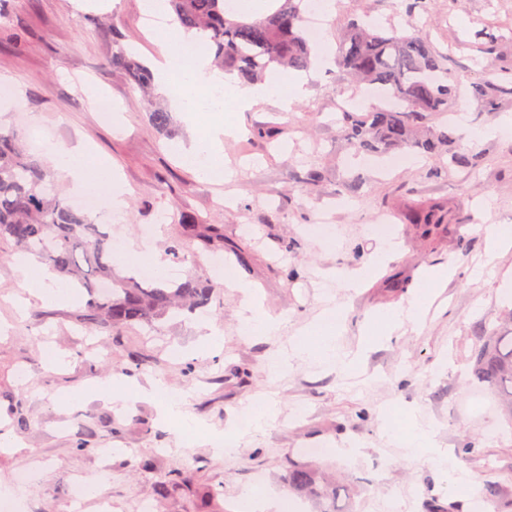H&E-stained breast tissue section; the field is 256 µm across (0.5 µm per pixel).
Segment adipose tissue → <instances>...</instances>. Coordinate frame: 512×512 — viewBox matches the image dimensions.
<instances>
[{
  "instance_id": "adipose-tissue-1",
  "label": "adipose tissue",
  "mask_w": 512,
  "mask_h": 512,
  "mask_svg": "<svg viewBox=\"0 0 512 512\" xmlns=\"http://www.w3.org/2000/svg\"><path fill=\"white\" fill-rule=\"evenodd\" d=\"M158 44L160 54L152 59L151 67L159 90L175 92V105L179 111L188 114L207 112L213 117L211 126L203 134L194 136L190 146L178 149L186 164L206 179L223 174L224 142L240 133L237 126L224 121L225 93H232L244 107L272 99L287 108L305 92L304 82L298 78L274 77L262 84L240 85L233 76L213 66L200 41L173 28L159 35ZM45 154L70 191L107 190L112 196L113 210L122 212L125 191L113 175L111 166L92 158L90 148L66 147L50 141L45 146ZM15 271L30 292L43 301H68L73 297L72 290L60 284L48 267L30 258H19ZM341 317L340 308H330L326 322L318 329L314 340L297 347L298 353L319 369L347 373L357 364L356 358L344 351L337 341V324Z\"/></svg>"
}]
</instances>
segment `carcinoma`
Segmentation results:
<instances>
[{"label":"carcinoma","instance_id":"1","mask_svg":"<svg viewBox=\"0 0 512 512\" xmlns=\"http://www.w3.org/2000/svg\"><path fill=\"white\" fill-rule=\"evenodd\" d=\"M226 0H169L174 25L204 40L214 64L243 82L258 84L275 67L306 70L317 50L303 22L306 0H268L256 17L231 12ZM474 33V48L492 65L496 48ZM336 62L344 81L354 89L369 85L383 89L386 106L342 112L344 139L358 152L386 155L413 151L430 157L448 156V166L475 170L482 155L464 148L448 124L432 121L450 111L458 78L448 70V55L438 51L418 31L382 27L353 13L341 31ZM111 64L124 70L136 87L148 92L150 71L124 48L112 51ZM470 96L488 112L512 94V69H501L494 81L469 83ZM23 133L0 126V242L13 243L25 253L69 279L86 293L77 320L98 336L121 328L151 325L173 311L193 312L208 306L212 285L190 275L179 283L120 277L112 264V234L87 211L60 196L53 173L35 154L22 148ZM415 224H443L452 211L443 204L410 210ZM472 376L489 386L505 417L512 421V314L474 350ZM288 489L320 500L336 495L309 464H288Z\"/></svg>","mask_w":512,"mask_h":512}]
</instances>
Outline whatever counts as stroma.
<instances>
[{
    "label": "stroma",
    "mask_w": 512,
    "mask_h": 512,
    "mask_svg": "<svg viewBox=\"0 0 512 512\" xmlns=\"http://www.w3.org/2000/svg\"><path fill=\"white\" fill-rule=\"evenodd\" d=\"M334 2L324 43L336 45L338 28L358 9L375 23L418 29L447 53L460 80L454 107L467 116L457 132L484 158L476 172L452 167L438 174L435 161L424 159L397 170L381 156L369 166L355 161L336 108L338 95L354 91L333 65L304 73L306 93L291 110L268 102L232 110L242 132L224 144L230 174L203 181L173 146L206 127L208 115L175 111L160 92L146 100L125 72L105 66L120 46L145 64L157 55L142 0H112L104 13L78 9L74 0H0V74L10 93L22 95L0 124L66 146L88 142L126 190L117 216L125 243H149L169 270L215 287L205 309L98 339L77 322L79 301L50 306L30 298L15 276V247L0 244V414L9 415L21 396L26 418L24 426L4 429L17 446L0 451V485L22 486L17 512H141L146 502L156 512H203L211 488L224 512H236L246 489L287 493L289 458L337 471L336 512H432L436 504L443 512H512V425L471 373L473 349L498 314L512 309V249H487L495 225H512V134H484L512 115V98L486 112L466 95L482 74L466 48L476 30L491 34L497 66L512 65V0H434L424 19L407 12L406 0ZM87 81L122 108V124L91 109L81 90ZM155 107L169 112L167 130L152 125ZM261 127L272 137L254 136ZM314 167L324 180L312 188L306 175ZM424 198L452 205L454 222L428 231L408 223L407 204ZM325 214L338 240L308 233ZM385 221L402 245L381 262L383 239L372 228ZM189 222L211 231L182 237ZM179 238L184 249L171 256ZM219 258L229 275L212 271ZM366 264L371 271L359 288L347 291L330 279ZM446 266L453 272L428 313L384 335L373 316L406 306L425 272ZM242 281L249 291L239 289ZM247 295L280 319L277 335L242 334ZM332 302L345 315L341 346L360 356L352 376L289 354ZM203 320L220 331L215 351L196 349ZM49 349L63 356L62 366L48 364ZM136 359L149 360L146 371L132 370ZM131 380L161 383L178 397L180 423L163 421L158 397L115 410L111 393L125 392ZM100 381L109 392L97 390ZM261 403L271 415L236 451L216 450L215 437L237 429ZM412 412L434 427L415 460L403 446ZM187 423L198 432L190 444L182 438ZM80 441L86 450H77ZM351 446L356 454L342 456ZM104 448L110 459L101 457ZM442 451L470 488L449 491L436 464ZM22 471L28 479L20 484ZM79 482L100 487V495L74 499ZM172 482L177 490L160 496L158 487ZM491 484L501 492L488 500Z\"/></svg>",
    "instance_id": "1"
}]
</instances>
